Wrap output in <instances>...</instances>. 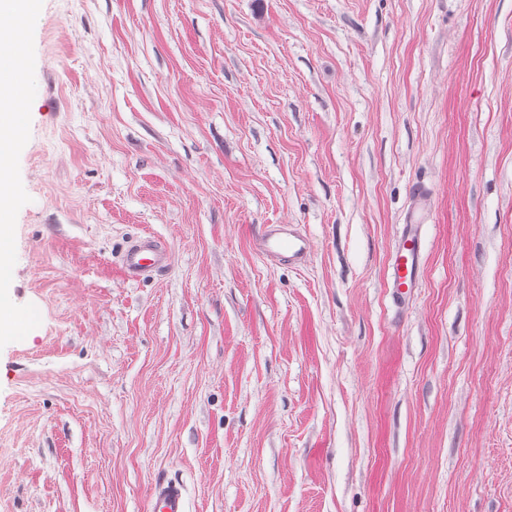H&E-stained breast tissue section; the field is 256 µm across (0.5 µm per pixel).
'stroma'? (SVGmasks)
<instances>
[{"mask_svg": "<svg viewBox=\"0 0 512 512\" xmlns=\"http://www.w3.org/2000/svg\"><path fill=\"white\" fill-rule=\"evenodd\" d=\"M24 42L0 512H146L159 475L188 512H512V0H47ZM411 198L404 230L390 254V288L399 299H405L419 283L423 263L421 233L432 210L431 198L423 187L414 186ZM291 224H265L256 241L257 250L266 258L288 263L301 262L310 251L309 240ZM169 247L155 235L135 238L123 252L121 266L128 280H139L159 273L168 266Z\"/></svg>", "mask_w": 512, "mask_h": 512, "instance_id": "obj_1", "label": "stroma"}]
</instances>
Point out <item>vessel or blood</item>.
Returning <instances> with one entry per match:
<instances>
[{
    "mask_svg": "<svg viewBox=\"0 0 512 512\" xmlns=\"http://www.w3.org/2000/svg\"><path fill=\"white\" fill-rule=\"evenodd\" d=\"M0 83L26 97L36 90L27 68L15 54L0 55ZM411 198L404 230L390 254L392 293L400 299L406 298L419 282L423 263L421 233L432 210L431 198L423 187L414 186ZM256 248L266 258L298 263L309 253L310 242L292 225L266 224L258 234ZM169 256L168 246L147 233L128 245L122 254L121 266L127 279L138 280L165 269ZM148 497L150 512H187V492L180 482L155 477Z\"/></svg>",
    "mask_w": 512,
    "mask_h": 512,
    "instance_id": "b4317fda",
    "label": "vessel or blood"
}]
</instances>
